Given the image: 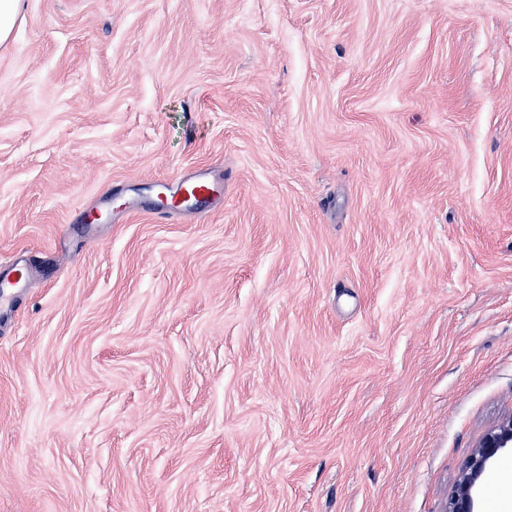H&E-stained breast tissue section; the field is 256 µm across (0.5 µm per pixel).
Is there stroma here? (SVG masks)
<instances>
[{"mask_svg":"<svg viewBox=\"0 0 512 512\" xmlns=\"http://www.w3.org/2000/svg\"><path fill=\"white\" fill-rule=\"evenodd\" d=\"M0 257V512H444L512 413V0H21ZM170 191L172 192L169 200L172 205H177L179 200L189 196L200 204V209H204L207 204L221 193L218 184L211 180L206 174L183 179ZM27 271V267L21 261L15 260L6 266L0 262V309L9 308L14 300V297L6 292L4 288H14L24 281Z\"/></svg>","mask_w":512,"mask_h":512,"instance_id":"stroma-1","label":"stroma"}]
</instances>
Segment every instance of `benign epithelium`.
<instances>
[{
	"mask_svg": "<svg viewBox=\"0 0 512 512\" xmlns=\"http://www.w3.org/2000/svg\"><path fill=\"white\" fill-rule=\"evenodd\" d=\"M512 453V415L489 429L462 467L448 495L446 512H480V492L494 471L498 459Z\"/></svg>",
	"mask_w": 512,
	"mask_h": 512,
	"instance_id": "obj_1",
	"label": "benign epithelium"
}]
</instances>
